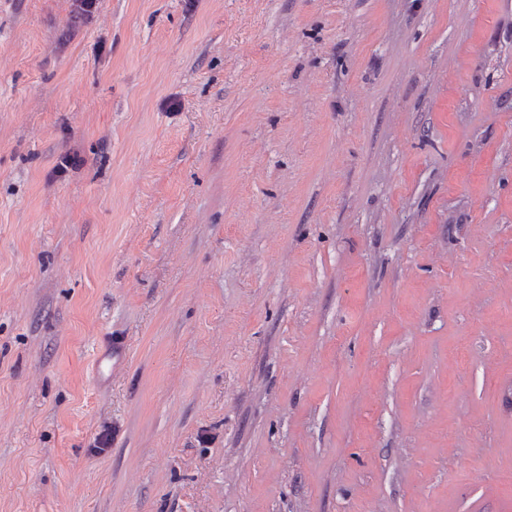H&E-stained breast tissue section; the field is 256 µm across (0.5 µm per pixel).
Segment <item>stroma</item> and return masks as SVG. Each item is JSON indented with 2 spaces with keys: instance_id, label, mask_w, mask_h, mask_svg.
Returning <instances> with one entry per match:
<instances>
[{
  "instance_id": "stroma-1",
  "label": "stroma",
  "mask_w": 512,
  "mask_h": 512,
  "mask_svg": "<svg viewBox=\"0 0 512 512\" xmlns=\"http://www.w3.org/2000/svg\"><path fill=\"white\" fill-rule=\"evenodd\" d=\"M73 2L0 0V512H512V0ZM125 356V347L117 342L112 347V353H101L97 357L98 374L101 379L109 380L112 376V366L121 362Z\"/></svg>"
}]
</instances>
